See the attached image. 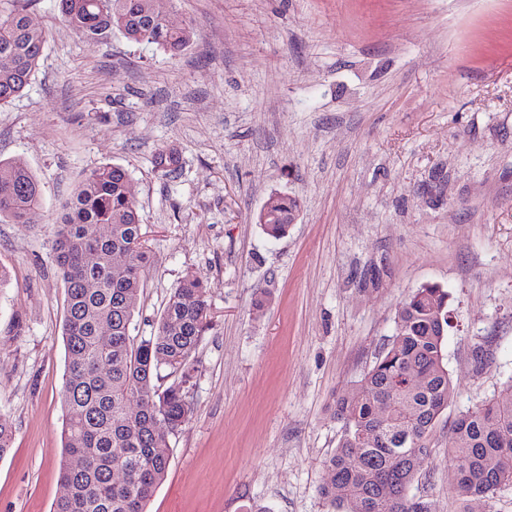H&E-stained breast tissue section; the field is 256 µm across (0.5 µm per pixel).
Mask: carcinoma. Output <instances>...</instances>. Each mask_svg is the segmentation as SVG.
<instances>
[{"label":"carcinoma","mask_w":512,"mask_h":512,"mask_svg":"<svg viewBox=\"0 0 512 512\" xmlns=\"http://www.w3.org/2000/svg\"><path fill=\"white\" fill-rule=\"evenodd\" d=\"M28 0H0V106L21 95L38 71L47 34L34 24ZM174 0H57L61 19L83 40L119 30L170 57L191 44V26L169 24ZM155 165L181 166L174 147ZM43 189L18 159H0V221L28 223ZM297 198L272 195L258 223L270 237L288 231ZM110 227L106 237L93 227ZM127 254L112 267V254ZM149 250L128 171L103 164L86 174L56 220L55 261L65 288L63 336L67 372L60 480L64 495L53 512H148L167 474L170 437L190 419L185 390L195 353L209 329L208 286L188 277L170 294L150 336H136ZM111 327L101 340V322ZM448 293L418 288L398 310L396 334L372 367L336 400L342 434L325 461L320 492L332 512H427L408 495L429 440L454 397L445 358ZM387 403L386 414L378 406ZM448 477L466 498H486L512 485V383L459 415L448 430ZM83 461L74 468L71 461ZM123 472V481L113 472Z\"/></svg>","instance_id":"cac0c4a2"}]
</instances>
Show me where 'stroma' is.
<instances>
[{"label":"stroma","instance_id":"35a3bbf8","mask_svg":"<svg viewBox=\"0 0 512 512\" xmlns=\"http://www.w3.org/2000/svg\"><path fill=\"white\" fill-rule=\"evenodd\" d=\"M31 17L39 69L0 107V159L44 192L28 223L0 222V512H52L62 493L55 221L105 163L128 171L150 248L136 335L182 279L209 286L194 411L149 512H328L334 398L425 285L448 292L455 396L409 494L512 512V485L473 500L448 483L449 424L512 381V0H177L171 21L197 35L176 59L116 31L83 41L56 0ZM275 193L300 201L276 239L257 222Z\"/></svg>","mask_w":512,"mask_h":512}]
</instances>
